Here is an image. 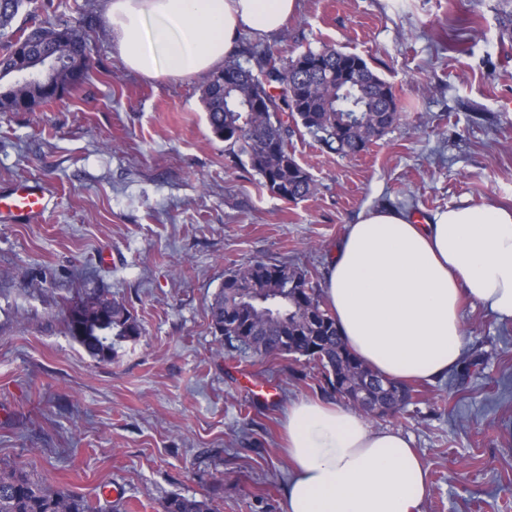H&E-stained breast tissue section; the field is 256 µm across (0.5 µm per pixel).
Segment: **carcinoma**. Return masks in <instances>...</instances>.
Listing matches in <instances>:
<instances>
[{
    "label": "carcinoma",
    "mask_w": 512,
    "mask_h": 512,
    "mask_svg": "<svg viewBox=\"0 0 512 512\" xmlns=\"http://www.w3.org/2000/svg\"><path fill=\"white\" fill-rule=\"evenodd\" d=\"M29 0H0V80L25 76L29 89L0 91V112H33L46 102L82 85L90 65L84 36L69 26L32 22L15 30L13 21ZM67 48L69 62L51 71H33L24 51L50 54ZM268 83L246 81L224 94V72L245 70L227 61L203 89V102L213 133L227 142L230 162L248 166L262 188L288 202L315 191L314 182L294 156L288 142L302 127L321 146L341 155H356L382 137L402 117L391 86L361 57L335 48L308 50L278 64L266 55L253 57ZM355 64L363 79L346 85L325 75ZM92 308H112V319L93 321L77 337L93 358L108 359L121 343L139 336V325L126 306L94 295L82 301ZM213 335L229 351L259 357L295 355L318 369L320 388L353 405L368 382L383 376L372 371L341 338L335 319L312 285L309 272L285 262H256L224 277L207 310ZM385 380V379H383ZM408 385L385 380L384 392L373 406L360 411L374 417L395 412L409 403ZM161 512H213L208 499L173 494ZM0 512H99L85 497L43 486L19 467L0 469Z\"/></svg>",
    "instance_id": "obj_1"
}]
</instances>
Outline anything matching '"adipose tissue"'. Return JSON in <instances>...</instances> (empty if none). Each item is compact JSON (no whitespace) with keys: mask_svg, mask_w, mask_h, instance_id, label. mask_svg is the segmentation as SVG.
Segmentation results:
<instances>
[{"mask_svg":"<svg viewBox=\"0 0 512 512\" xmlns=\"http://www.w3.org/2000/svg\"><path fill=\"white\" fill-rule=\"evenodd\" d=\"M298 0H107L115 51L152 80L205 77L239 51L241 33L277 35ZM340 336L391 380L437 382L466 346L464 302L512 319V210L453 206L425 221L363 208L332 247L323 288ZM292 463L285 512H421L428 470L411 438L370 428L333 401L302 400L281 421Z\"/></svg>","mask_w":512,"mask_h":512,"instance_id":"adipose-tissue-1","label":"adipose tissue"}]
</instances>
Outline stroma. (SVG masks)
<instances>
[{"mask_svg":"<svg viewBox=\"0 0 512 512\" xmlns=\"http://www.w3.org/2000/svg\"><path fill=\"white\" fill-rule=\"evenodd\" d=\"M104 0H33L36 18L87 33L88 80L34 112H0V187L38 180L37 224H0V467L127 512L173 493L214 512H284L288 403L319 398L314 371L284 358L228 359L208 304L231 270L285 262L324 277L326 256L364 207L425 217L461 204L512 207V43L498 0H299L275 38L241 48L285 60L329 46L393 88L401 120L342 157L305 133L289 149L315 184L287 202L231 165L202 101L204 80H147L112 49ZM111 250V262L100 260ZM101 293L139 336L89 356L71 308ZM467 377L413 385L407 408L371 420L412 437L429 473L421 512H512V321L467 306ZM266 384L274 397L262 400Z\"/></svg>","mask_w":512,"mask_h":512,"instance_id":"stroma-1","label":"stroma"}]
</instances>
